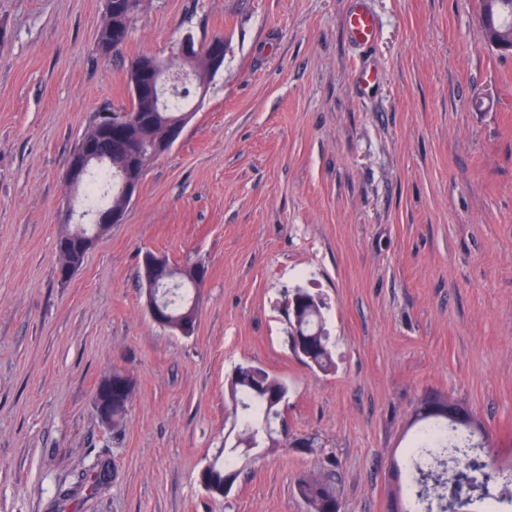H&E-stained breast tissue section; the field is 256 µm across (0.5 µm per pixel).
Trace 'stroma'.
<instances>
[{"mask_svg":"<svg viewBox=\"0 0 512 512\" xmlns=\"http://www.w3.org/2000/svg\"><path fill=\"white\" fill-rule=\"evenodd\" d=\"M144 0L110 58L105 0H0V512H308L298 479L332 467L341 512H391L420 398L471 411L512 468V56L478 34L480 0ZM224 38V69L152 161L123 223L56 278L62 174L96 112L130 101L128 67L184 31ZM380 73L371 97L354 84ZM207 269L193 336L155 324L145 253ZM325 303L336 371L291 352L285 291ZM284 379L290 433L212 498L234 367ZM135 391L119 430L94 395ZM59 505L61 489L95 461ZM354 6L346 18V27L350 39L366 49L374 43L376 25L373 15L366 7L365 0H353ZM139 10L140 7L138 8L136 15L128 22L114 14H112V19L110 20L106 14L97 33V50L101 57L108 58L118 50V48H114V46L112 47V34L118 26L127 29L128 34L125 42L127 41L132 32Z\"/></svg>","mask_w":512,"mask_h":512,"instance_id":"1","label":"stroma"}]
</instances>
